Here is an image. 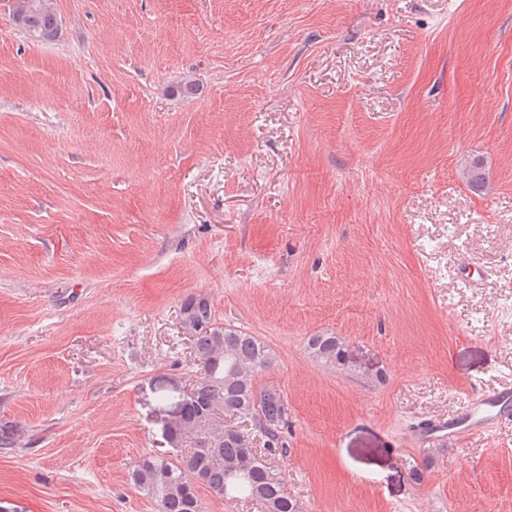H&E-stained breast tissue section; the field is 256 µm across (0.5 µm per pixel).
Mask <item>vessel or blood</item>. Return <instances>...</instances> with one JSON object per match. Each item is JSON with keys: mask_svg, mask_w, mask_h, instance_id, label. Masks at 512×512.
<instances>
[{"mask_svg": "<svg viewBox=\"0 0 512 512\" xmlns=\"http://www.w3.org/2000/svg\"><path fill=\"white\" fill-rule=\"evenodd\" d=\"M512 419V391L481 392L469 396L454 416L424 424V431L440 432L451 438L465 433H481Z\"/></svg>", "mask_w": 512, "mask_h": 512, "instance_id": "vessel-or-blood-1", "label": "vessel or blood"}]
</instances>
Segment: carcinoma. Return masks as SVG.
Returning a JSON list of instances; mask_svg holds the SVG:
<instances>
[{"label":"carcinoma","instance_id":"obj_1","mask_svg":"<svg viewBox=\"0 0 512 512\" xmlns=\"http://www.w3.org/2000/svg\"><path fill=\"white\" fill-rule=\"evenodd\" d=\"M18 9L33 11V34L40 41L57 36L59 18L55 0H15ZM181 326L193 338L195 357L202 376L182 415L169 430L174 448L192 437L188 454L171 458L142 456L133 465L130 480L144 496L157 502L160 512H204L197 494L206 487L226 500L259 502L263 512H302L288 492L277 459L286 453L291 413L282 393L257 383L272 368L275 354L258 336L218 323L207 298L189 296L181 305ZM306 351L319 364L352 371L341 337L328 332L307 339ZM224 416L249 423L250 428L219 427ZM263 439V451L253 452L255 437ZM431 442L418 458L407 461L409 479L419 485L433 463Z\"/></svg>","mask_w":512,"mask_h":512}]
</instances>
